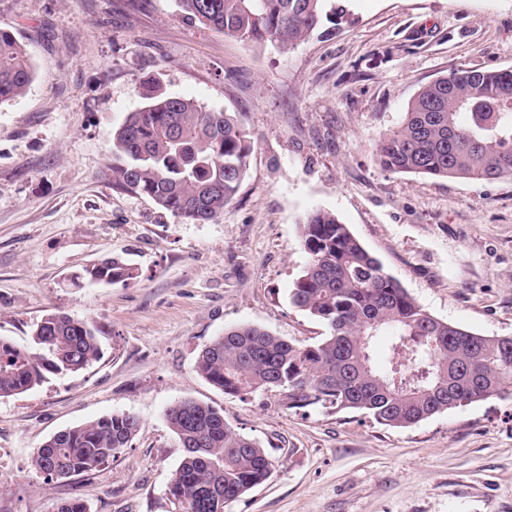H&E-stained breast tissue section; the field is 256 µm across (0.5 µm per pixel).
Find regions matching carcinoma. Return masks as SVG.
<instances>
[{
  "instance_id": "1",
  "label": "carcinoma",
  "mask_w": 512,
  "mask_h": 512,
  "mask_svg": "<svg viewBox=\"0 0 512 512\" xmlns=\"http://www.w3.org/2000/svg\"><path fill=\"white\" fill-rule=\"evenodd\" d=\"M328 0H179L183 17L243 42L289 48L346 15ZM34 80L28 44L0 30V105L23 97ZM146 103L112 132V186L145 195L189 224L224 216L254 145L229 112L165 94L155 81ZM460 112L470 114L466 126ZM387 170L492 181L512 177V69L460 67L417 91L401 126L376 144ZM308 261L291 304L324 322L313 345L286 341L252 325L224 331L200 352L196 369L227 395L259 389L285 394L286 408L354 409L389 427L500 396L512 386V339L500 340L423 310L336 214L315 209L302 223ZM92 281L125 283L137 269L109 257L85 270ZM97 325L51 313L32 326V343L0 340V397L39 386L48 373L80 371L101 355ZM392 337V357L373 345ZM183 456L168 486L177 512H224L264 484L273 461L255 440L195 400L166 411ZM139 419L114 413L62 431L33 454L46 479L90 473L128 446Z\"/></svg>"
}]
</instances>
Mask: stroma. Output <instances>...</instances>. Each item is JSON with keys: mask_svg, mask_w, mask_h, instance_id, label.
<instances>
[{"mask_svg": "<svg viewBox=\"0 0 512 512\" xmlns=\"http://www.w3.org/2000/svg\"><path fill=\"white\" fill-rule=\"evenodd\" d=\"M346 22L293 48L252 45L183 19L178 0H0L28 43L27 94L0 105V337L63 312L101 328V356L0 398V512H174L182 448L166 420L193 399L256 439L274 469L227 512H512V394L409 427L277 390L224 394L196 370L212 339L254 325L327 336L289 294L307 263L302 218L336 213L428 313L512 336V178L381 167L375 147L419 87L460 66L512 68V0H344ZM158 78L166 93L236 115L254 143L233 202L186 224L113 188L112 133ZM118 284L82 279L106 256ZM116 412L140 428L93 473L46 482L34 451ZM85 275L92 281L108 284L125 283L138 276L137 269L118 257H109L91 268L85 269Z\"/></svg>", "mask_w": 512, "mask_h": 512, "instance_id": "1", "label": "stroma"}]
</instances>
